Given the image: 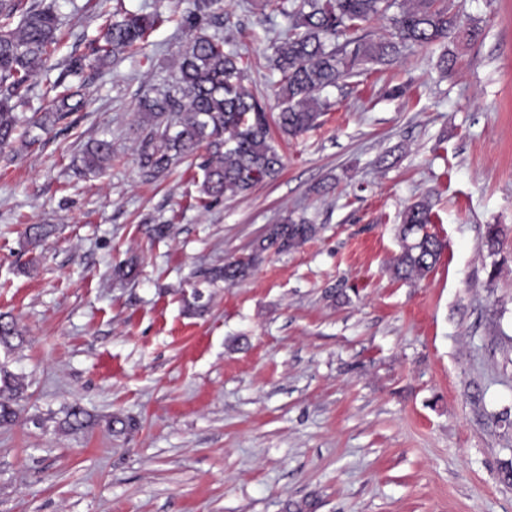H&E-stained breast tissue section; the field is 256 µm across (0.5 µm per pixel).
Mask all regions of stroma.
Wrapping results in <instances>:
<instances>
[{
	"instance_id": "stroma-1",
	"label": "stroma",
	"mask_w": 512,
	"mask_h": 512,
	"mask_svg": "<svg viewBox=\"0 0 512 512\" xmlns=\"http://www.w3.org/2000/svg\"><path fill=\"white\" fill-rule=\"evenodd\" d=\"M86 2L56 0L58 66L90 55L104 13L171 9ZM450 5L464 32L325 89L331 109L243 195H201L196 157L140 171L138 103L188 38L174 21L86 71L70 122L0 155V314L22 332L0 365L25 382L0 512H512V0ZM287 30L275 6L224 0V48L272 109ZM97 139L112 162L81 171ZM425 196L443 249L399 280V215ZM284 216L315 236L205 281ZM33 224L55 227L35 247Z\"/></svg>"
}]
</instances>
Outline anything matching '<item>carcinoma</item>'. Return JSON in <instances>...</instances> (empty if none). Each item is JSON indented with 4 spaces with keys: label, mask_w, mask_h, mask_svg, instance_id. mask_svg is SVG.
Here are the masks:
<instances>
[{
    "label": "carcinoma",
    "mask_w": 512,
    "mask_h": 512,
    "mask_svg": "<svg viewBox=\"0 0 512 512\" xmlns=\"http://www.w3.org/2000/svg\"><path fill=\"white\" fill-rule=\"evenodd\" d=\"M181 23L190 38L175 62L174 82L152 89L139 101L143 115L138 163L143 174L156 178L178 161L207 146L200 163V193L215 200L236 196L256 183L277 176L283 158L273 144L271 125L296 137L314 127L330 109L321 98L328 87L354 75L365 63H387L404 46L428 49L460 31L458 15L447 0H282L281 13L290 26L275 48L274 66L280 72V111L273 117L265 103L243 85L240 56L224 51V0H176ZM387 19L389 38L374 40L352 34L375 19ZM162 22L160 11L122 10L102 28L92 63L73 57L53 82L54 108L43 112L35 125L54 127L84 107L68 79H82L88 66L101 68L128 49L146 44ZM216 33L202 32L203 26ZM60 17L55 0L30 6L25 0H0V151L11 146L18 131L16 108L28 98L30 82L47 64L59 43ZM112 159V144L97 140L83 152L89 172H101ZM431 206L425 199L408 205L400 215V253L393 272L400 279H421L435 266L442 249L429 231ZM316 233L305 220L285 217L273 225L246 259L229 261L209 270L205 279L234 285L246 279L261 254L274 248H296ZM23 382L0 370V424L16 418L14 402Z\"/></svg>",
    "instance_id": "carcinoma-1"
}]
</instances>
